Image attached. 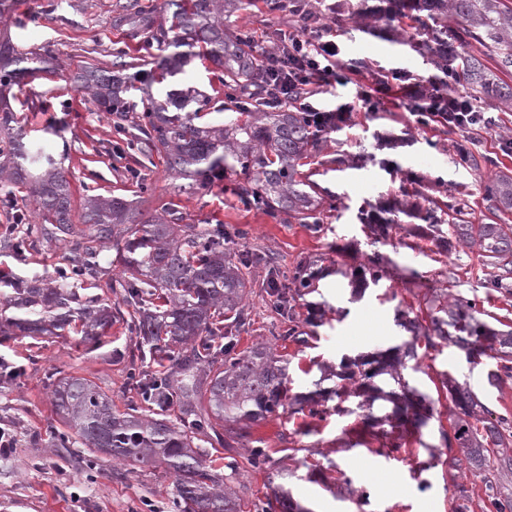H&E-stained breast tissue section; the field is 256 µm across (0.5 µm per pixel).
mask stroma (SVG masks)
I'll list each match as a JSON object with an SVG mask.
<instances>
[{
	"mask_svg": "<svg viewBox=\"0 0 512 512\" xmlns=\"http://www.w3.org/2000/svg\"><path fill=\"white\" fill-rule=\"evenodd\" d=\"M130 0H10L0 17V33L22 51L49 58L51 73L33 84L14 88L12 110L26 131L25 142L43 146L68 173L74 200L88 194L133 198L139 184H147L140 208L144 214L172 207L183 223L212 228H237L225 239L232 255H249V296L244 324L222 347L239 353L264 341L288 360L290 393L313 390L325 364L341 358L376 352L408 340L399 327V313L425 315V300L436 294L475 300L486 322L512 324V294L488 287L491 268L478 248L454 243L442 246L441 228L461 219L466 224H512V210L494 209L483 185L495 173L512 174V154L502 144L512 139V112L475 100L476 110L491 117V126H473L462 134L435 123H421L399 98H386L376 111L355 109L336 129L323 133L322 149L304 159L300 171L317 186L327 203L319 225L288 216L272 219L257 209L244 208L227 193L243 183V172L228 173L224 183L196 193L167 172L159 153L147 151L133 134L118 136L116 116L95 111L71 88L69 76L88 64L113 66L116 51L140 65L145 32L117 27L113 18ZM332 0H309L308 6L330 24L346 54L342 63L352 83L337 89L317 87L315 98L327 106L353 101L357 84L377 76L410 72V85L430 89L432 65L408 47L390 44L355 29L352 22L333 23L327 10ZM296 20L277 0H246V7L226 19L234 30H250L255 46L274 47L275 29L295 26ZM182 86L209 96L202 120H224V94L202 58H194ZM480 159L479 166L459 165V144ZM434 201L439 230L415 232L402 213L413 191ZM381 212L391 223L389 234L375 238L359 219L361 211ZM382 260L377 283L352 280L351 271L370 258ZM76 255L64 245L35 240L24 254L0 248V276L12 280L34 275L49 279L75 264ZM310 262L318 277L311 293L281 296L291 285L301 262ZM97 275L85 286L89 295L120 305V266L116 252L106 249L96 258ZM320 309L316 323H308L309 303ZM297 325L303 340L278 339ZM138 341L125 322L116 321L101 343H80L77 336L32 339L1 336L0 357L15 367L14 377H0V423L9 425L16 444L0 452V512H180L173 495L171 474L164 467L130 472L106 455L93 456L74 440L59 442L65 426L50 394L65 375L87 378L113 400L119 410L139 405L130 372L159 373L156 361L138 359ZM496 362L484 357L467 362L464 352L443 343H417L403 376L409 386L430 396L434 416L411 434L382 424L365 422L357 398L343 404L328 402L323 417L292 406L252 427L254 437L267 446L270 465L288 474L293 498L309 512H448V468L433 448L449 427L451 403L439 379L451 375L465 381L497 415L512 420V378L492 387L487 373ZM208 431L197 432L195 444L208 452L215 468L232 464L236 483L249 499L262 498L266 476L252 466L247 449L212 447ZM399 451H392V443ZM365 490L366 503L355 505L353 493Z\"/></svg>",
	"mask_w": 512,
	"mask_h": 512,
	"instance_id": "obj_1",
	"label": "stroma"
}]
</instances>
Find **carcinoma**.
<instances>
[{"label": "carcinoma", "mask_w": 512, "mask_h": 512, "mask_svg": "<svg viewBox=\"0 0 512 512\" xmlns=\"http://www.w3.org/2000/svg\"><path fill=\"white\" fill-rule=\"evenodd\" d=\"M386 2L384 8L370 9L352 0H336L330 10L338 20L345 16L374 36L385 30L393 34L391 41L429 56L437 70L433 80L446 94H453V85L464 79L478 97L504 112L512 110V84L468 50L475 42L495 54L501 69L512 68V0H410L419 40L405 38L387 24L403 0ZM242 7L243 0H163L161 11L172 12V23L167 28L158 24L150 39L161 49L172 45L184 51L161 58L155 79L160 88L143 91L141 118L148 145L164 156L168 171L187 181L192 190H205L226 171L238 168L250 177L238 187L239 199L273 218L286 214L306 221L313 218L319 202L311 194L314 186L302 180L298 167L319 147V130L294 102L268 106L262 58L241 33L224 29V19ZM123 11L119 20L132 26L154 13L137 3L123 6ZM197 47L217 70L227 103L235 106V111L224 113L222 124L196 122L210 98L168 81L198 56ZM38 61L36 53L19 52L8 38L0 42V182L26 189L40 221L33 226L35 232L80 254L73 275L94 277L93 259L100 250L115 247L127 274L121 281L123 303L129 308V329L138 338L139 358L157 356L169 362L160 376L135 381L137 390L147 395L152 414L135 408L117 410L111 397L78 376L58 380L51 391L54 408L83 447L109 455L131 470L164 466L174 476L181 512H245L248 503L232 480L207 464L186 425L168 420L166 409L175 402L182 404L192 425L210 428L218 445L247 447L254 466L266 465L263 441L249 439L248 429L297 401L288 395L287 360L264 343L222 361L212 347L220 329L218 319L232 322L236 329L241 324L248 287L243 268L248 261L225 253L224 236L215 231L179 224L176 212L169 209L145 219L133 201L119 196H86L79 219H74L66 171L43 151L25 149V132L9 108L12 87L40 72L34 66ZM135 80L120 69L94 64L72 77L95 111L119 118L134 109L126 93ZM192 102L197 108L186 111ZM485 192L498 207L512 209V176H496ZM76 222L85 228L75 229ZM366 224L379 238L389 233L387 220L376 213L366 215ZM449 231L459 243L478 247L498 270L490 287H512L511 224H451ZM381 272V262L373 258L352 276L376 282ZM69 279L64 274L52 286L35 276L5 283L10 292L3 294L4 306L17 314L0 318V334L12 336L18 330L27 336H62L76 323L81 341L101 343L112 329V306L81 297ZM476 312L474 303L459 298L436 306L430 329L421 328L416 318L399 321L411 340L363 361L342 359L330 376L343 385L332 393L339 399H361V408L386 401L392 409L385 420L408 422L416 429L425 425L434 415L433 402L401 377L421 336L449 341L475 360L482 356L497 360L487 378L499 385L512 377V329L495 328L477 318ZM450 327L459 335H450ZM380 376L390 377L400 391L385 390L377 382ZM442 384L453 404L451 430L441 432L440 449L448 462L452 512H469L471 494L459 483L467 475L482 484L486 512H512V490L504 483V477L512 474L508 419L494 416L467 385L450 377ZM280 476L279 471L268 474L265 499L257 512H308L288 489L275 483Z\"/></svg>", "instance_id": "1"}]
</instances>
